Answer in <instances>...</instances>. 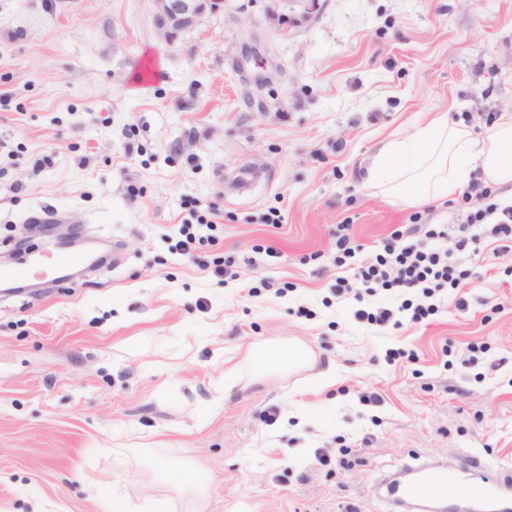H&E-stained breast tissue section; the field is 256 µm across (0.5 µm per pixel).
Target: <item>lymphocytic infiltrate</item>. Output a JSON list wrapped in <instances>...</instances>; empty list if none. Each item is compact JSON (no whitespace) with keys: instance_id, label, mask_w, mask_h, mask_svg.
Listing matches in <instances>:
<instances>
[{"instance_id":"1","label":"lymphocytic infiltrate","mask_w":512,"mask_h":512,"mask_svg":"<svg viewBox=\"0 0 512 512\" xmlns=\"http://www.w3.org/2000/svg\"><path fill=\"white\" fill-rule=\"evenodd\" d=\"M491 189H482L477 195H463L469 212L464 223L465 229L480 230L482 236L499 240V252L512 251V205L499 206L491 202ZM445 231L431 225H412L410 229L394 230L386 237L382 248L369 259L356 262L355 256L361 247L356 244L348 225L338 226L336 232L335 256L337 268H353L352 277L336 279L337 292L349 290L352 282H360L367 291L376 292L396 288L420 291L422 303L403 302V309L409 310L412 322L418 323L437 311L432 299L436 293L447 289H462L467 274L457 269L452 261L454 252L464 250V240H457L454 246H444Z\"/></svg>"}]
</instances>
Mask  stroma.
<instances>
[{
  "instance_id": "obj_1",
  "label": "stroma",
  "mask_w": 512,
  "mask_h": 512,
  "mask_svg": "<svg viewBox=\"0 0 512 512\" xmlns=\"http://www.w3.org/2000/svg\"><path fill=\"white\" fill-rule=\"evenodd\" d=\"M269 7L226 0L169 43L150 0H0V262L54 208L102 258L0 293V512H109L116 493L171 512H393L381 481L406 468L466 452L512 473V252L455 253L463 290L398 329L354 313L406 292L336 295L331 263L340 224L363 260L401 225L457 235L461 197L389 201L366 168L416 113L476 133L512 113V0H320L288 28ZM214 205L216 243L181 255V226ZM289 340L308 366L246 359ZM398 349L417 360L389 362ZM321 372L328 386L308 383ZM197 468L202 499L179 486Z\"/></svg>"
}]
</instances>
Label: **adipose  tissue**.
I'll return each mask as SVG.
<instances>
[{"label": "adipose tissue", "mask_w": 512, "mask_h": 512, "mask_svg": "<svg viewBox=\"0 0 512 512\" xmlns=\"http://www.w3.org/2000/svg\"><path fill=\"white\" fill-rule=\"evenodd\" d=\"M475 179L512 186V113L480 136L447 113H429L410 135L386 140L367 167L371 188L409 205L451 198Z\"/></svg>", "instance_id": "obj_1"}]
</instances>
